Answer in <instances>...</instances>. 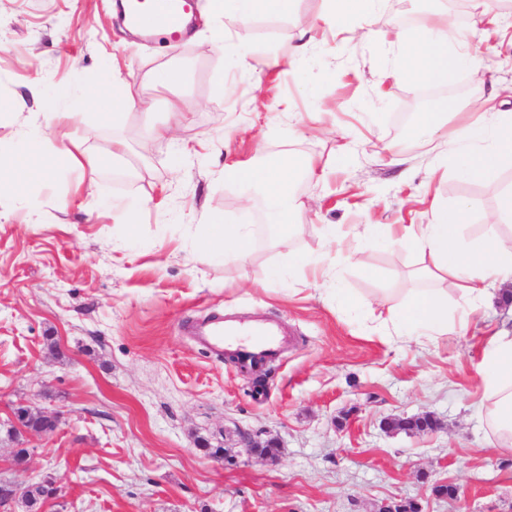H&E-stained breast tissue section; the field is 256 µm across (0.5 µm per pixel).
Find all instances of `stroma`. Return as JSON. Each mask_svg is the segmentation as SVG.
I'll return each instance as SVG.
<instances>
[{"instance_id":"stroma-1","label":"stroma","mask_w":512,"mask_h":512,"mask_svg":"<svg viewBox=\"0 0 512 512\" xmlns=\"http://www.w3.org/2000/svg\"><path fill=\"white\" fill-rule=\"evenodd\" d=\"M122 0H0V100H14L40 128L64 112L79 87L105 69L132 84L164 116L183 117L172 138L153 140L137 111L103 121L86 111L68 132L98 167L100 198L61 211L77 171L57 160L45 186L0 194V481L52 476L62 502L41 512H376L386 502L418 512H512V455L491 445L477 407L475 367L488 324H512V305L493 301L469 316L466 335L438 345L389 343L392 327L364 307L394 292L418 256L405 243L375 244L365 266L340 260L328 225L425 224L426 202L471 205L461 228L470 240L489 222L512 165L484 178L439 169L450 126L416 134L421 98L460 101L483 112L494 88L512 82V45L486 32L480 13L512 10L484 0H447L463 40L482 53L484 76L464 70L437 85L375 75L393 52L373 39L339 48L321 34L303 61L288 47L324 11L323 0H295L289 13L240 18L197 12L188 37L170 46L125 26ZM430 0H387L376 31L422 24ZM182 70V84L156 79ZM46 92L33 100L31 85ZM126 145L122 159L112 143ZM352 141V153L340 146ZM313 160L321 180L299 177L292 192L307 204L299 253L337 266L357 300L337 307L332 287L304 281L287 254L258 241L240 264L201 255L210 217L236 224L279 222L262 197L246 199L228 170L257 159L258 148ZM403 165L391 164L390 150ZM108 198L133 208L129 240ZM38 221L26 223L27 211ZM260 312L287 326L292 342L257 372L237 354L223 359L196 345L185 320L212 312ZM60 341L50 351L48 340ZM24 403L60 413L57 431L30 435L27 471L11 465L9 410ZM432 415L437 428L386 430L392 419ZM276 441V457L250 455L243 437ZM224 449L221 460L207 448ZM457 488V499L436 486Z\"/></svg>"}]
</instances>
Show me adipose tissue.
Listing matches in <instances>:
<instances>
[{
	"label": "adipose tissue",
	"instance_id": "ef3b65f1",
	"mask_svg": "<svg viewBox=\"0 0 512 512\" xmlns=\"http://www.w3.org/2000/svg\"><path fill=\"white\" fill-rule=\"evenodd\" d=\"M329 10L318 19L325 29L345 31L351 20H359L365 37H372L374 16L385 0H328ZM460 33L447 11L431 14L416 29L398 32L393 43L397 48L390 77L408 78L421 83L447 78L464 69L482 77L479 55H462L455 50ZM497 97L500 107L491 112H465L455 103H442L435 112L424 113L419 126L435 132L447 117L457 116L448 142V155L456 159L460 171L469 177L494 173L504 163L512 162V86L502 87ZM132 89L115 84L111 97H104L95 86L80 90L77 108L100 110L103 120L119 122L134 105ZM48 138L36 129L25 127L11 146L0 147V191L18 186L33 188L47 183L52 169L38 156ZM234 178L254 187L281 216L280 224L271 228L273 247L291 251L295 225L290 216L304 210L306 204L290 190L293 169L284 155L263 152L258 166H241ZM469 218L467 202L454 208L432 203L430 220L425 224H368L356 232L357 247L344 249L345 259L359 260L362 252L376 240L412 242L424 263L413 270L416 288L406 294L387 293L376 298L375 305L384 324L392 325L402 342L433 341L468 328L466 314L484 303L496 287L512 284V187L499 195L492 222L485 232L468 243H461L459 230ZM253 238L249 225L209 223V250L213 257L228 263L245 260ZM458 296L465 315L448 319V298ZM483 394L479 409L491 431L496 446L512 452V328H496L487 336L482 360L477 368Z\"/></svg>",
	"mask_w": 512,
	"mask_h": 512
}]
</instances>
